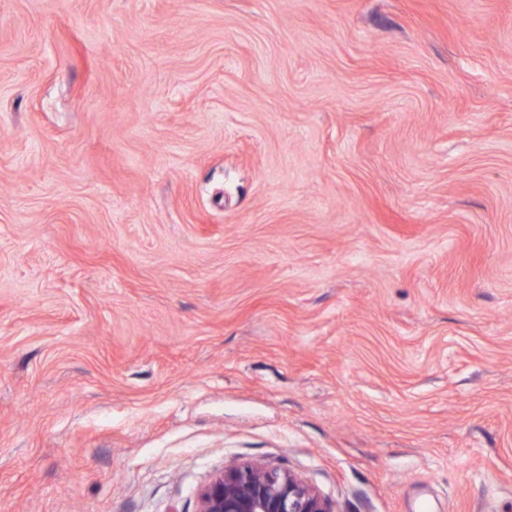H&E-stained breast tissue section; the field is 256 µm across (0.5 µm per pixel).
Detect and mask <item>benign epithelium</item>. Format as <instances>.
<instances>
[{"instance_id": "obj_1", "label": "benign epithelium", "mask_w": 512, "mask_h": 512, "mask_svg": "<svg viewBox=\"0 0 512 512\" xmlns=\"http://www.w3.org/2000/svg\"><path fill=\"white\" fill-rule=\"evenodd\" d=\"M199 512H331L306 481L262 461L224 467L200 493Z\"/></svg>"}]
</instances>
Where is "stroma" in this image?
Here are the masks:
<instances>
[{"instance_id": "35a3bbf8", "label": "stroma", "mask_w": 512, "mask_h": 512, "mask_svg": "<svg viewBox=\"0 0 512 512\" xmlns=\"http://www.w3.org/2000/svg\"><path fill=\"white\" fill-rule=\"evenodd\" d=\"M512 512V0H0V512ZM198 512H332L306 481L262 461L224 467L200 493Z\"/></svg>"}]
</instances>
